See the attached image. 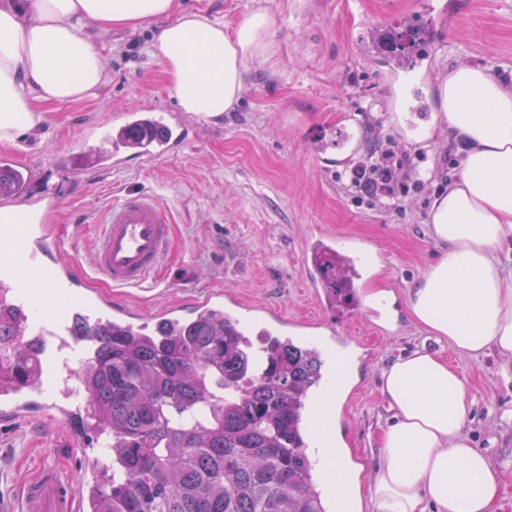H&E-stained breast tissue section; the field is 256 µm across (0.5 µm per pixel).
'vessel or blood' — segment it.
<instances>
[{
  "instance_id": "obj_1",
  "label": "vessel or blood",
  "mask_w": 512,
  "mask_h": 512,
  "mask_svg": "<svg viewBox=\"0 0 512 512\" xmlns=\"http://www.w3.org/2000/svg\"><path fill=\"white\" fill-rule=\"evenodd\" d=\"M188 128L181 118H164L153 112H130L122 125L101 139L94 153L84 156V166L108 170L127 151L155 160L183 145ZM171 213L168 206L149 193L127 195L113 202L95 235L90 271L62 260L59 237L49 224L0 226V309L16 314L24 325L23 342L34 343L39 356L52 359L56 375L46 387L16 384L0 392V426L30 419H48L61 426L87 460L82 480L65 477L53 464L34 469L19 502L20 512H84L85 496L101 473L103 462L94 443L82 431L87 404L74 402L79 389L75 370L87 337L74 335L67 320L46 314V300L54 291L71 292L76 317L95 323L109 320L114 327L131 329L143 321L133 306L113 304L111 299L87 290L91 278L114 288H135L155 280L170 251ZM335 255L345 288L358 287L359 266L365 254L362 240L329 234L312 237L302 252L303 276L315 300L326 309L335 296L320 278V259ZM224 312L236 323L252 326L271 316L268 307L244 304L227 292L206 297L184 309L164 306L151 316L156 329L180 326L203 313ZM306 321L276 320L277 338L315 350L323 363V375L313 387L308 409L310 440L320 444L338 415L337 394L348 378L352 361L349 342L342 331L330 326L313 334Z\"/></svg>"
}]
</instances>
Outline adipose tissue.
Wrapping results in <instances>:
<instances>
[{
    "mask_svg": "<svg viewBox=\"0 0 512 512\" xmlns=\"http://www.w3.org/2000/svg\"><path fill=\"white\" fill-rule=\"evenodd\" d=\"M165 25L154 44L184 112L216 117L240 99L247 63L267 50V18H246L235 36L178 0H0V141L35 124V104L73 103L105 82L92 30ZM438 110L416 140L449 130L464 146L457 180L436 194L429 233L447 243L409 294L415 320L470 355L512 354V273L498 259L512 237V91L480 65L440 77ZM395 412L378 438L370 493L375 512H495L501 484L462 425L473 400L456 370L428 348L382 375Z\"/></svg>",
    "mask_w": 512,
    "mask_h": 512,
    "instance_id": "obj_1",
    "label": "adipose tissue"
}]
</instances>
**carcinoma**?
Here are the masks:
<instances>
[{
	"label": "carcinoma",
	"instance_id": "1",
	"mask_svg": "<svg viewBox=\"0 0 512 512\" xmlns=\"http://www.w3.org/2000/svg\"><path fill=\"white\" fill-rule=\"evenodd\" d=\"M20 335L0 311V387L43 373ZM92 335L78 380L110 454L89 512H325L300 429L314 354L276 340L256 351L216 313Z\"/></svg>",
	"mask_w": 512,
	"mask_h": 512
}]
</instances>
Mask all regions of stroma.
I'll return each mask as SVG.
<instances>
[{"label":"stroma","mask_w":512,"mask_h":512,"mask_svg":"<svg viewBox=\"0 0 512 512\" xmlns=\"http://www.w3.org/2000/svg\"><path fill=\"white\" fill-rule=\"evenodd\" d=\"M222 23L225 33L256 12L268 18L266 57L248 62L238 103L215 121L195 119L196 130L178 152L157 160H129L108 173H82L66 164L72 152L95 146L126 112H175L179 106L153 44L163 26L151 20L98 35L107 82L75 103L43 104L41 120L16 143L0 142L30 176L14 205L33 206L50 194L58 205L50 221L73 241V256L87 263L97 222L113 201L143 191L168 204L172 246L165 268L146 290L111 288L94 278L91 289L113 301L137 304L144 314L183 304L208 292L235 291L247 303L287 319L335 318L354 340L375 348L365 382L350 404L344 448L357 462L354 512H374L367 486L378 459V436L392 417L382 391L384 369L420 347L440 352L465 381L474 404L462 433L487 454L502 487L496 512H512V355L465 354L436 341L413 318L409 292L447 244L428 233L433 198L411 196L402 215L354 204L336 180L371 147L393 141L420 157L435 178L448 170L453 138L435 132L409 140L395 116L396 86L419 121L435 110L430 90L437 74L457 64L512 74V0H437L455 19L437 38L423 33L418 0H178ZM388 25L379 49L375 29ZM359 136L346 147L337 139ZM356 236L384 258L366 280L373 295L395 286L399 330L378 335L362 309L320 310L303 278L302 246L309 235ZM46 461L70 479L85 463L65 431L47 421L0 431V512H13L28 474Z\"/></svg>","instance_id":"stroma-1"}]
</instances>
